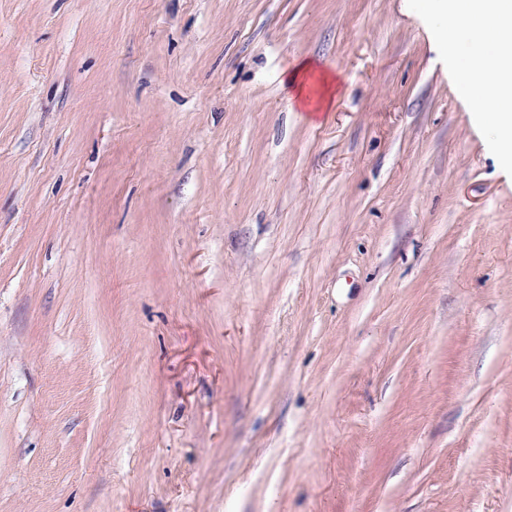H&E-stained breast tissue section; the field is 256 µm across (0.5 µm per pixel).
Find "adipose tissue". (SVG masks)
Returning a JSON list of instances; mask_svg holds the SVG:
<instances>
[{"instance_id":"1","label":"adipose tissue","mask_w":512,"mask_h":512,"mask_svg":"<svg viewBox=\"0 0 512 512\" xmlns=\"http://www.w3.org/2000/svg\"><path fill=\"white\" fill-rule=\"evenodd\" d=\"M423 14L449 72L468 74L476 132L512 170V0H428Z\"/></svg>"}]
</instances>
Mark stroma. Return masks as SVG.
I'll use <instances>...</instances> for the list:
<instances>
[{"label": "stroma", "mask_w": 512, "mask_h": 512, "mask_svg": "<svg viewBox=\"0 0 512 512\" xmlns=\"http://www.w3.org/2000/svg\"><path fill=\"white\" fill-rule=\"evenodd\" d=\"M468 84L415 0H0V512H512ZM315 74L316 69L313 67V65L310 63H304L287 78L288 84L293 86L297 91V96L303 99V101L312 108L323 106V104L327 101L331 89V79L326 73L319 71L316 77L319 85V94L312 98L309 95H304V87L306 81L300 80L302 78L305 79L308 76H314Z\"/></svg>", "instance_id": "obj_1"}]
</instances>
